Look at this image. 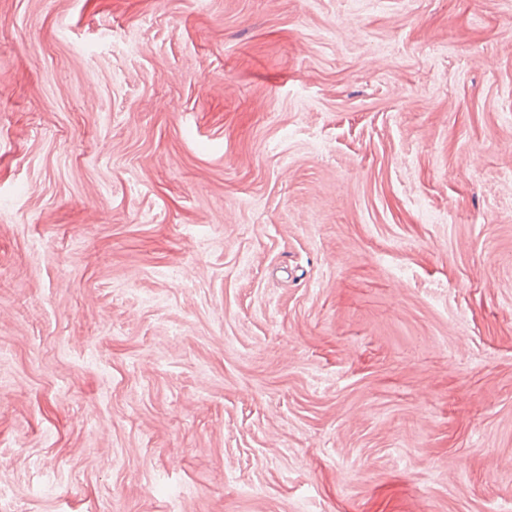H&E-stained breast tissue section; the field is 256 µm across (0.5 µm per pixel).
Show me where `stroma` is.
I'll return each instance as SVG.
<instances>
[{"mask_svg":"<svg viewBox=\"0 0 512 512\" xmlns=\"http://www.w3.org/2000/svg\"><path fill=\"white\" fill-rule=\"evenodd\" d=\"M512 0H0V512H512Z\"/></svg>","mask_w":512,"mask_h":512,"instance_id":"35a3bbf8","label":"stroma"}]
</instances>
